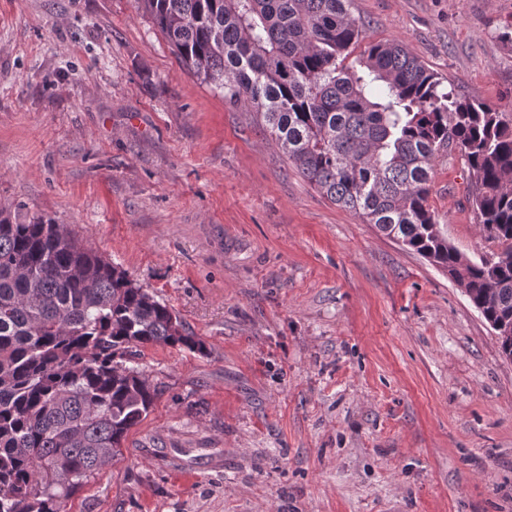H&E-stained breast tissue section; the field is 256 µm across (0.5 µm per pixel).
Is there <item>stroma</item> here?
Listing matches in <instances>:
<instances>
[{
    "label": "stroma",
    "mask_w": 512,
    "mask_h": 512,
    "mask_svg": "<svg viewBox=\"0 0 512 512\" xmlns=\"http://www.w3.org/2000/svg\"><path fill=\"white\" fill-rule=\"evenodd\" d=\"M351 11L512 113V0ZM428 204L460 253L490 251L460 152ZM0 207L66 225L207 347L139 349L154 404L68 512H512L488 323L182 69L137 0H0Z\"/></svg>",
    "instance_id": "1"
}]
</instances>
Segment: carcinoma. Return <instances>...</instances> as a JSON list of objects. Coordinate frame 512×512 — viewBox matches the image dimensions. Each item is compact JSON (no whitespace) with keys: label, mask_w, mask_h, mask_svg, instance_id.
I'll use <instances>...</instances> for the list:
<instances>
[{"label":"carcinoma","mask_w":512,"mask_h":512,"mask_svg":"<svg viewBox=\"0 0 512 512\" xmlns=\"http://www.w3.org/2000/svg\"><path fill=\"white\" fill-rule=\"evenodd\" d=\"M180 64L259 114L337 206L448 273L512 357V118L441 82L401 42L364 41L352 0H139ZM461 152L494 250L473 261L427 201ZM147 345L204 352L166 304L43 216L0 211V512H65L155 398Z\"/></svg>","instance_id":"cac0c4a2"}]
</instances>
